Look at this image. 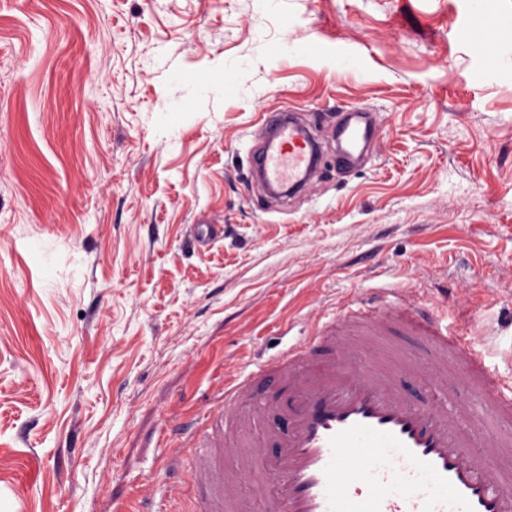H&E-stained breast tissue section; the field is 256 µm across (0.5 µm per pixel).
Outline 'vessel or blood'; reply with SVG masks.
<instances>
[{
	"instance_id": "vessel-or-blood-1",
	"label": "vessel or blood",
	"mask_w": 512,
	"mask_h": 512,
	"mask_svg": "<svg viewBox=\"0 0 512 512\" xmlns=\"http://www.w3.org/2000/svg\"><path fill=\"white\" fill-rule=\"evenodd\" d=\"M264 143L250 173L273 196L303 188L322 145L291 110L267 113ZM379 135L373 113L354 107L336 126V159L358 164ZM361 323L374 342L368 363L355 366L351 341ZM415 336L430 356L427 404L408 401L396 368L386 365L379 339ZM456 362L461 387L486 400L485 410L512 419V379L487 362L471 318L449 317L441 299L422 288L397 290L391 301L354 311L342 307L315 323L280 356L259 367L275 391L260 413L243 411L255 397L253 379L224 381V407L198 440V494L194 512H224L244 481L263 471L275 487L278 512H512V440L488 436L475 447L462 426L472 409L451 400L448 364ZM287 422L271 444H252L224 465V431L253 428L259 414Z\"/></svg>"
}]
</instances>
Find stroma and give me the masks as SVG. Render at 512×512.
<instances>
[{
  "label": "stroma",
  "mask_w": 512,
  "mask_h": 512,
  "mask_svg": "<svg viewBox=\"0 0 512 512\" xmlns=\"http://www.w3.org/2000/svg\"><path fill=\"white\" fill-rule=\"evenodd\" d=\"M497 27L512 0H0V512H191L170 421L371 293L446 285L512 375ZM355 106L381 134L343 169ZM285 108L326 153L273 199L250 156ZM197 224L224 235L200 250Z\"/></svg>",
  "instance_id": "1"
}]
</instances>
